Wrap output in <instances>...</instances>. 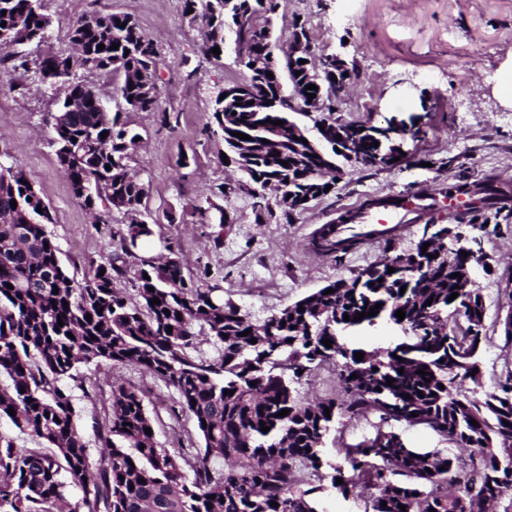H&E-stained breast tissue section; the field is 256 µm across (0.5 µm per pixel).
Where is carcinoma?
<instances>
[{"label":"carcinoma","instance_id":"1","mask_svg":"<svg viewBox=\"0 0 512 512\" xmlns=\"http://www.w3.org/2000/svg\"><path fill=\"white\" fill-rule=\"evenodd\" d=\"M183 3L202 21L205 54L214 56L215 47L224 50L225 35L232 34L237 62L246 70L237 82L239 96L228 100L222 98L224 90L216 93L208 125L222 132L225 153L245 174L243 187L253 196L257 222L275 218L267 198L256 196L258 190L268 186L278 192L280 218L288 222L297 208L287 195L312 200L327 195L323 170L340 169L342 160L377 165L378 148L370 137L355 157L336 151L330 138L312 146L295 140L300 125L293 115L305 104L306 86H317L313 94L332 112L337 92L351 76L347 68L338 72L325 64L316 72L300 64L301 57L288 56L292 90L284 94L264 34L277 0ZM49 24L44 0H0V33L13 34L0 38V63L19 46L43 42ZM68 39L81 48L84 67L121 75L119 93L132 110L158 111L159 104L142 95V76L154 70L158 47L132 16L100 13L88 28L79 19ZM68 59L59 52L42 56L43 78L70 77ZM268 93L277 101L272 111H254L251 101ZM66 96L80 105L71 112L58 107L52 128L74 197L83 200L95 224L108 223L98 200L108 213L145 207L147 185L129 166L139 134L121 112L100 110L94 86L74 82ZM21 179L22 171L0 165V375L10 379L0 387V416L57 453L18 448L0 436V512H324L329 489L345 499L368 497L372 512H484L485 504L512 493V372L496 390L477 396L480 373L470 372L481 368L486 311L479 290L464 288L460 251L431 259L428 254L435 250L422 251V238L413 250L331 282L256 324L218 294L208 274L186 275L172 249L164 261L135 269L133 294L117 287L127 259L153 236L142 224H128L107 260L76 280L47 234L45 225L52 222L47 206ZM89 183L99 191L95 200L83 192ZM510 189L492 182L458 183L445 193H481L491 208L493 196ZM360 242L356 234L342 240L323 236L313 247L336 254ZM390 267L395 272H388ZM454 293L457 297L448 301ZM155 297L161 304H150ZM378 303V313L369 316ZM400 309L406 312L402 320L395 316ZM362 312L365 318L353 320ZM346 314L352 320H344ZM452 315L459 320L449 321ZM381 317L410 331L401 342L408 356L398 360L390 350H359L343 340L345 331ZM197 327L217 356L194 354ZM248 329L251 333L243 335ZM324 339L332 340L331 347L322 344ZM357 351L363 360H355ZM330 362L339 368L341 398L304 402L296 384ZM88 364L139 367L173 388L175 403L196 420L201 446L190 457L159 447L155 435L145 432L153 422L143 394L115 384L105 448L92 460L67 386ZM389 389L401 397L405 418L416 413L414 421L470 448L468 458L444 448L394 447L398 436L393 433L347 445L339 458H327L324 439L336 417L364 413L378 403L380 391ZM283 409L288 415L277 416ZM263 424L268 431H261ZM214 458L224 459V469L211 467ZM300 468L314 471L318 483L299 479ZM71 487L81 491L74 501L68 500Z\"/></svg>","mask_w":512,"mask_h":512}]
</instances>
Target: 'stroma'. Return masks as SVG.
Returning a JSON list of instances; mask_svg holds the SVG:
<instances>
[{
    "instance_id": "1",
    "label": "stroma",
    "mask_w": 512,
    "mask_h": 512,
    "mask_svg": "<svg viewBox=\"0 0 512 512\" xmlns=\"http://www.w3.org/2000/svg\"><path fill=\"white\" fill-rule=\"evenodd\" d=\"M45 6L51 21L47 39L29 46L30 56L71 53L68 30L90 12L130 14L160 48V109L127 115L140 135L129 165L148 186L146 212L154 228L145 256L173 248L187 273H209L225 299L261 321L384 256L415 247L426 225L454 223L468 235L483 222L482 247L491 270L475 276L488 307L480 392L494 390L512 370V344H506L498 322L512 307V207L493 216L480 204L458 217L443 193L460 181L512 184V101L500 93L501 84L512 80V0H279L273 22L281 46L290 42L293 19L301 18L315 55L340 54L352 72L333 119L395 127L401 146L395 163L344 165L333 191L287 224L256 222L252 197L237 188L242 172L224 163L221 135L205 127L212 94L243 76L233 41H226L221 59L206 56L203 25L183 14L181 0H46ZM62 94V87L43 82L36 70L0 65V164L21 168L48 205L53 222L47 230L80 279L90 263L106 261L130 219L115 211L108 223H93L73 196L46 122ZM167 114L175 116L174 124L164 123ZM222 182L232 192L212 194ZM419 194L435 204L401 236L365 240L336 255L308 247L316 229L358 211L366 200ZM212 204L223 208L226 224L199 223L197 207ZM82 373L84 382L73 386L72 395L93 450L103 446L95 426L109 417L116 380L145 393L160 447H200L194 417L179 409L159 379L131 366L91 365ZM381 430L399 434L414 448L446 445L426 427L383 421L371 408L337 419L325 439L326 453L335 456L338 448L373 439Z\"/></svg>"
}]
</instances>
